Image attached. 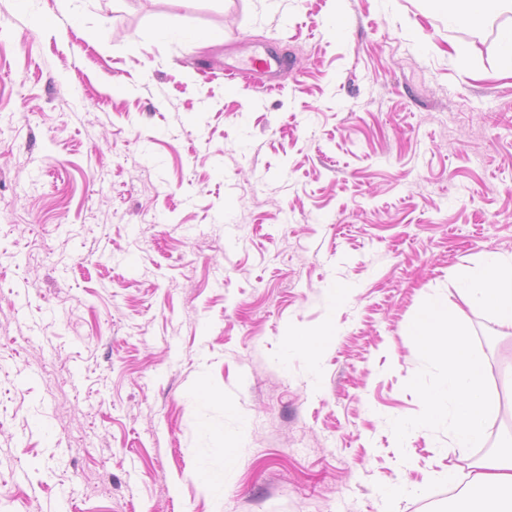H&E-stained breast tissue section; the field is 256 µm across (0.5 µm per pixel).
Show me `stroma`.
<instances>
[{"instance_id": "obj_1", "label": "stroma", "mask_w": 512, "mask_h": 512, "mask_svg": "<svg viewBox=\"0 0 512 512\" xmlns=\"http://www.w3.org/2000/svg\"><path fill=\"white\" fill-rule=\"evenodd\" d=\"M32 9L0 0V512H450L512 417L473 449L389 422L422 302L512 256L499 32L433 0ZM266 47L274 90L227 78ZM461 320L512 401V329Z\"/></svg>"}]
</instances>
